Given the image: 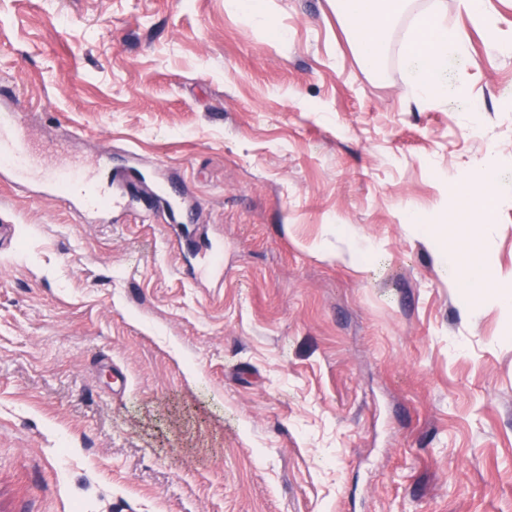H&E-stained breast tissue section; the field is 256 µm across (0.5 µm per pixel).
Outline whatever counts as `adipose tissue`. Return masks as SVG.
I'll return each instance as SVG.
<instances>
[{"label":"adipose tissue","instance_id":"ef3b65f1","mask_svg":"<svg viewBox=\"0 0 512 512\" xmlns=\"http://www.w3.org/2000/svg\"><path fill=\"white\" fill-rule=\"evenodd\" d=\"M412 2L336 0L339 14L357 36L358 54L371 70H378L389 51L386 27ZM447 8V0H433L427 14L416 16L403 46V61L417 85L415 99L419 102L430 99L431 89L447 88L449 57L467 52L463 39L443 20Z\"/></svg>","mask_w":512,"mask_h":512}]
</instances>
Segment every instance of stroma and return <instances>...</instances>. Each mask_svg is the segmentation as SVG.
<instances>
[{"label": "stroma", "instance_id": "1", "mask_svg": "<svg viewBox=\"0 0 512 512\" xmlns=\"http://www.w3.org/2000/svg\"><path fill=\"white\" fill-rule=\"evenodd\" d=\"M468 96L370 74L334 0H0V102L43 168L154 183L111 220L0 180V512H512V0H457ZM491 216L453 204L476 161ZM211 239L224 267L186 275ZM197 372L188 379L187 368ZM471 262L455 271L461 273L474 288H492L494 277L479 263L478 257L473 256Z\"/></svg>", "mask_w": 512, "mask_h": 512}]
</instances>
